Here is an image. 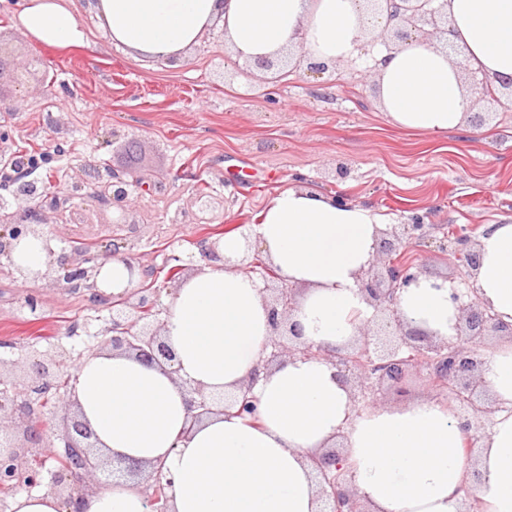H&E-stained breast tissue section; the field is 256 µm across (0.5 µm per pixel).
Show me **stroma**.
<instances>
[{
	"instance_id": "obj_1",
	"label": "stroma",
	"mask_w": 512,
	"mask_h": 512,
	"mask_svg": "<svg viewBox=\"0 0 512 512\" xmlns=\"http://www.w3.org/2000/svg\"><path fill=\"white\" fill-rule=\"evenodd\" d=\"M22 0H0V41L7 69L34 55L47 62L23 87L0 82V167L16 157L40 160L35 178L62 195L86 163L133 171L147 185L133 193V221L93 197L47 215L55 252L121 239L136 265L157 273L158 307L175 290L169 255L196 269L197 240L250 225L276 189L304 185L385 215L391 226L421 224L400 237L399 257L424 274L458 280L451 245L487 224H512V108L474 96L479 127L434 137L402 131L381 112L377 86L357 67L339 64L322 77L275 61L258 68L234 59L215 32L180 66L136 60L97 27L86 0H67L95 52L39 47L11 21ZM211 197L198 209L199 195ZM37 292L40 313L19 314ZM87 289L22 280L0 259V371L22 376L20 351L65 346L72 358L96 347L108 314Z\"/></svg>"
}]
</instances>
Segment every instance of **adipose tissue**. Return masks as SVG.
Instances as JSON below:
<instances>
[{
	"label": "adipose tissue",
	"mask_w": 512,
	"mask_h": 512,
	"mask_svg": "<svg viewBox=\"0 0 512 512\" xmlns=\"http://www.w3.org/2000/svg\"><path fill=\"white\" fill-rule=\"evenodd\" d=\"M449 42L473 71L512 82V0H445ZM93 12L130 56L180 66L203 34L222 27L236 58L273 61L302 48L334 65L366 57L383 111L402 129L464 131L472 92L448 52L424 37L370 44L363 0H98ZM14 24L34 43L92 50L63 0H22ZM261 254L283 284L303 288L290 320L300 339L344 349L360 338L372 309L359 278L377 256L385 219L369 207L305 186L277 190L256 216ZM476 279L481 302L512 324V224L481 228ZM245 250L225 232L214 261L199 255L178 284L163 338L178 376L117 351L82 357L72 373L81 419L109 457L160 465L174 481L171 512H319L312 460L340 447L369 512H512V338L488 351L481 377L497 409L478 439L477 465L449 403L417 399L355 409L351 388L322 359L264 366L272 334L258 280L224 269ZM412 327L455 336L461 313L447 281L419 276L400 294ZM255 380L260 420L234 412L197 422L182 386L238 393ZM84 512H150L142 485H111L87 496Z\"/></svg>",
	"instance_id": "1"
}]
</instances>
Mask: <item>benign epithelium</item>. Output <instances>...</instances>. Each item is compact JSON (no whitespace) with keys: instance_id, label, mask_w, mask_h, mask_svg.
I'll list each match as a JSON object with an SVG mask.
<instances>
[{"instance_id":"benign-epithelium-1","label":"benign epithelium","mask_w":512,"mask_h":512,"mask_svg":"<svg viewBox=\"0 0 512 512\" xmlns=\"http://www.w3.org/2000/svg\"><path fill=\"white\" fill-rule=\"evenodd\" d=\"M373 16L387 15L380 35L392 34L398 41L408 39L411 31L423 24H436L443 16L434 0H365ZM38 60L31 58L5 72L0 69V81L8 78L22 85L35 75ZM97 187L96 199L107 207L117 208L119 215L114 224L131 223V210L125 202L142 187L141 178L117 171L103 174L95 165L88 164L80 171L70 186V197H81L85 184ZM13 205L25 203L23 210L12 205L0 208V255L6 253L7 244L28 235H44L41 224L43 204L37 200L29 181L18 176L11 179ZM462 248L455 251L457 260L466 270V278L452 284L451 298L458 304L461 316L457 334L447 340H436L428 333L409 326L398 308L400 291L414 282L419 267L404 265L392 258L395 244L381 241L382 256L361 276L359 286L374 314L361 330L362 344L351 349L329 350L301 342L287 345L281 341V330L287 312L293 305L292 289L281 288L268 300L273 334L265 346L264 365L270 366L294 356L320 358L337 369L347 382L356 385L353 399L355 407H371L378 404L376 387L390 382L400 388L410 371H426L431 389L448 388V401L454 405L462 427L466 432L465 454L471 455L480 435L486 433L487 424L495 408L491 404L481 378L484 363L482 353L490 336L512 337V326L500 321L477 298L475 271L479 265L478 252L470 245L471 239L461 235ZM121 259L133 267L132 261L122 250V245L112 241L90 247L74 246L71 254L61 253L43 271L16 269L19 277L28 280L41 279L71 289L77 284L91 290L90 301L109 311V326L97 349L121 351L132 354L147 364L164 367L171 375H178L174 357L161 334L163 322L158 320L150 294L126 290L117 296L99 293L94 282L99 269L112 259ZM70 352L58 346L51 354L37 358L22 353L16 364L25 365L28 372L11 390L0 393V488L25 483L34 488L42 485V464L50 459H66L65 466L56 470L52 493L65 508V512H81L80 504L85 494L80 483L86 478L105 487L117 480L131 478L143 472L136 463L120 459L109 461L96 450L93 433L78 413L70 411L74 406V388L60 391L57 376L67 367ZM257 377H252L240 391L232 406L236 414H257L256 398L252 394ZM182 387L190 397V405L197 410L194 420L224 409V396L207 394L200 388L184 381ZM61 408L59 418H45L38 409L47 399ZM63 428V448L43 445L44 439L55 432L56 424ZM319 480L323 512H366L362 508L350 471L341 463V453L328 451L313 460ZM162 470L148 472L146 493L150 507L156 512H168Z\"/></svg>"}]
</instances>
